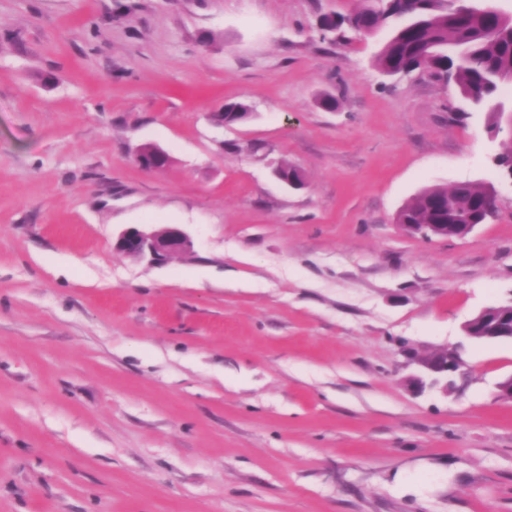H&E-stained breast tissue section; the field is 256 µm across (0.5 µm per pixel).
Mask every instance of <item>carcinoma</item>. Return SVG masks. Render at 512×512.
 <instances>
[{
    "mask_svg": "<svg viewBox=\"0 0 512 512\" xmlns=\"http://www.w3.org/2000/svg\"><path fill=\"white\" fill-rule=\"evenodd\" d=\"M367 34L390 25L392 33L375 56L383 73H410L425 68L454 82L462 99L477 110L488 112L490 129L504 111L495 102L500 86L512 83V17L486 12L472 2L450 4L448 0H417L409 14L399 13L391 0H363L352 14L326 15L321 20L323 36L343 24ZM224 117L240 120L249 116L243 102L224 105ZM488 188L474 182H459L451 188L431 186L402 207L406 224H480Z\"/></svg>",
    "mask_w": 512,
    "mask_h": 512,
    "instance_id": "cac0c4a2",
    "label": "carcinoma"
}]
</instances>
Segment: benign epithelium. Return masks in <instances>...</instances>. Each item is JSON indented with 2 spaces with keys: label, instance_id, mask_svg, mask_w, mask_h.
<instances>
[{
  "label": "benign epithelium",
  "instance_id": "1",
  "mask_svg": "<svg viewBox=\"0 0 512 512\" xmlns=\"http://www.w3.org/2000/svg\"><path fill=\"white\" fill-rule=\"evenodd\" d=\"M138 162L147 168L159 169L168 161L166 153L158 147L142 155L137 154ZM402 228L411 235H420L426 239H462L474 231V224H404ZM115 249L133 258L149 259L162 264L176 253L187 252L192 248V239L187 232L176 225L156 230L149 224L130 227L123 230L114 241ZM512 316L503 314L498 309L485 308L467 322L463 330L479 328L483 338L500 340L506 337ZM420 367L419 374L412 377L418 390L425 387H441L448 392V379L452 375L465 371V362L456 349H444L426 357L415 359Z\"/></svg>",
  "mask_w": 512,
  "mask_h": 512
}]
</instances>
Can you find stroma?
<instances>
[{
	"label": "stroma",
	"instance_id": "1",
	"mask_svg": "<svg viewBox=\"0 0 512 512\" xmlns=\"http://www.w3.org/2000/svg\"><path fill=\"white\" fill-rule=\"evenodd\" d=\"M357 5L0 0V512H512V341L462 331L512 300L505 137L381 73L387 30L322 37ZM464 181L501 200L466 238L396 224ZM138 224L193 247L116 252ZM130 227L123 230L115 239V249L133 258L149 259L162 264L176 253L187 252L192 248V239L178 225H169L161 230L151 224ZM415 363L420 367L419 374L412 377L411 381L417 386V391H422L426 380L430 379L427 388L439 386L443 392H448V379L453 374H462L465 371V362L457 349H444L426 357L415 358Z\"/></svg>",
	"mask_w": 512,
	"mask_h": 512
}]
</instances>
